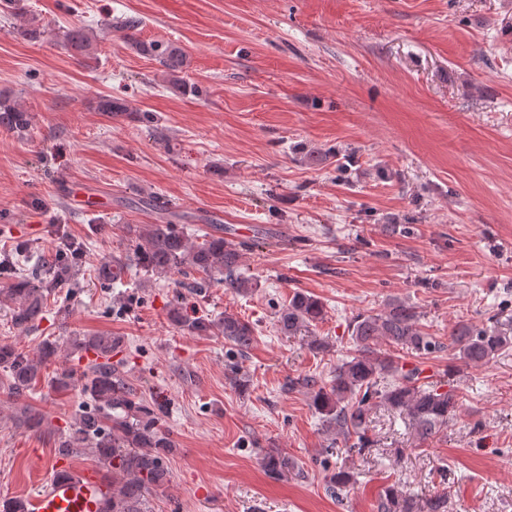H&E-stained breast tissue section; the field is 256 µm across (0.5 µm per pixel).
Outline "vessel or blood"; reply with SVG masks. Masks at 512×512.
Returning a JSON list of instances; mask_svg holds the SVG:
<instances>
[{
  "mask_svg": "<svg viewBox=\"0 0 512 512\" xmlns=\"http://www.w3.org/2000/svg\"><path fill=\"white\" fill-rule=\"evenodd\" d=\"M52 466L58 474L41 482L30 500V512H106L111 482L91 472L60 476L64 463L59 459Z\"/></svg>",
  "mask_w": 512,
  "mask_h": 512,
  "instance_id": "vessel-or-blood-1",
  "label": "vessel or blood"
}]
</instances>
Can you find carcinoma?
Wrapping results in <instances>:
<instances>
[{"mask_svg":"<svg viewBox=\"0 0 512 512\" xmlns=\"http://www.w3.org/2000/svg\"><path fill=\"white\" fill-rule=\"evenodd\" d=\"M141 20L127 17L119 28L132 48L157 61L172 86L194 96L201 88L190 86L184 79L187 58L171 41L140 39ZM45 33L41 19L29 17L21 34L38 41ZM72 51L90 57L92 39L81 27L65 34ZM97 110L108 114L126 112L141 123H153L150 112L133 111L117 98L101 97ZM32 117L10 97L0 95V127L24 132ZM32 244L21 240L13 251L0 258V295L11 305L12 325L23 331L35 330L45 318L47 298L62 288L75 285L85 254V244L60 235L49 256H45L26 273L14 271L15 258L30 252ZM131 260L152 277H165L174 270L202 273L205 278L189 284L201 293L217 284L224 291L247 294L256 287L253 279L241 271L239 253L222 236H211L201 243L189 241L173 224H153L135 240ZM128 263L118 260L103 262L99 280L105 288L121 282ZM325 314L321 300L304 291H295L288 305L277 315L280 332L286 336L312 333V327ZM171 322L193 333H208L217 328L237 350L243 352L254 341L255 329L237 315L224 312L217 323L205 316H190L176 302L168 310ZM352 349L346 359L336 365L331 380L305 376L297 385L310 390L312 405L321 415L330 447L342 445L363 451L374 446L371 415L377 409L396 411L407 420L410 435L418 444L436 438L456 416L459 395L454 388L425 385L420 382L422 370L406 360V355H427L441 344L419 326L415 307L394 299L381 312L358 314L349 325ZM384 341L394 353L375 349ZM120 347V339L112 336L70 338V353L78 356L92 352L83 373L82 393L86 405L68 430L56 431L55 447L59 456L90 453L100 466L112 472V507L110 512H152L148 495L165 492L171 483L167 461L176 451L175 442L163 428L164 407L150 406L140 398L137 388L112 365V352ZM448 347L458 351L466 366H482L495 355L512 347V316L494 314L483 325L460 322L449 336ZM58 344L43 341L31 356L12 343H0V369L7 376V394L15 401L25 396L43 371L57 364L50 379L51 387L65 391L73 385L71 370L59 365ZM17 422L34 432L49 429L47 418L30 405L16 411ZM267 472L282 476L292 462L282 452L270 451L264 458ZM378 512H448V493L443 491L422 498L403 486H388L378 503Z\"/></svg>","mask_w":512,"mask_h":512,"instance_id":"obj_1","label":"carcinoma"}]
</instances>
